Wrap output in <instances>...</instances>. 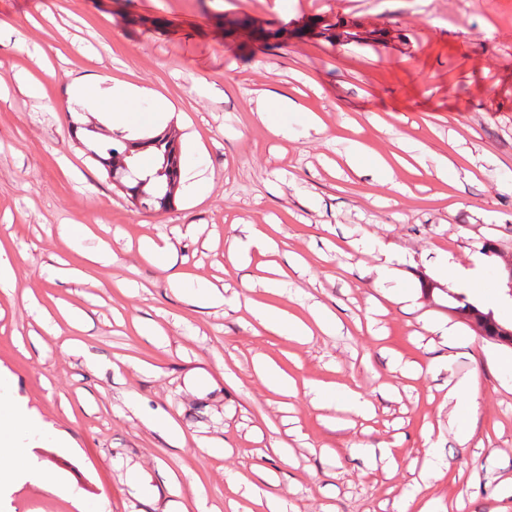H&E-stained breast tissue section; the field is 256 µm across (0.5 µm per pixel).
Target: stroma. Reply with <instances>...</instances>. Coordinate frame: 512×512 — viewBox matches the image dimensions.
Wrapping results in <instances>:
<instances>
[{"label":"stroma","instance_id":"obj_1","mask_svg":"<svg viewBox=\"0 0 512 512\" xmlns=\"http://www.w3.org/2000/svg\"><path fill=\"white\" fill-rule=\"evenodd\" d=\"M324 23L381 36L332 44ZM86 74L153 89L139 137L160 132L166 107L202 186L182 185L162 212L132 204L70 131V85ZM23 75L42 96L20 91ZM264 91L296 103L287 135L258 119ZM312 113L322 133L307 129ZM357 143L391 177L353 169ZM75 223L93 230L85 248L110 246L111 265L75 248L63 232ZM245 224L276 247L234 265ZM164 237L166 265L141 255ZM0 250L17 272L0 293V372L70 440H25L66 493L19 480L0 489V512H79L86 497L164 512L175 484L189 512H266L231 475L278 489L287 512H401L415 492L435 512H512V349L461 323L437 272L440 253L464 265L484 253V290L467 295L512 322L500 273L512 256V0H0ZM384 263L395 275L380 284ZM72 267L80 281L53 275ZM279 268L288 287L273 294L261 283ZM173 271L219 288L223 305L174 293ZM255 302L304 319L320 305L336 328L291 340L263 330ZM448 323L458 336L442 335ZM258 356L295 380L292 395L256 377ZM462 379L479 403L465 444L447 397ZM315 383L336 400L314 405ZM347 388L367 415L346 410ZM428 440L444 467L417 487ZM133 466L152 505L126 480Z\"/></svg>","mask_w":512,"mask_h":512}]
</instances>
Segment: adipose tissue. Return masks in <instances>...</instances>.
I'll use <instances>...</instances> for the list:
<instances>
[{
    "label": "adipose tissue",
    "mask_w": 512,
    "mask_h": 512,
    "mask_svg": "<svg viewBox=\"0 0 512 512\" xmlns=\"http://www.w3.org/2000/svg\"><path fill=\"white\" fill-rule=\"evenodd\" d=\"M151 89L121 81L106 82L98 76L81 77L74 81L70 93L71 110L102 116L104 125L112 131H129L139 125L138 106L152 97ZM253 313L267 331L297 339L310 335L312 327L322 331L335 328L336 320L323 308L310 311L309 319L254 305ZM454 403L452 423L461 441L473 435L472 422L478 409L476 388L472 381H460L448 391ZM46 425L26 408L0 396V485L23 478L41 488L62 491L58 477L48 468L35 464L22 442L24 434L41 433Z\"/></svg>",
    "instance_id": "adipose-tissue-1"
}]
</instances>
